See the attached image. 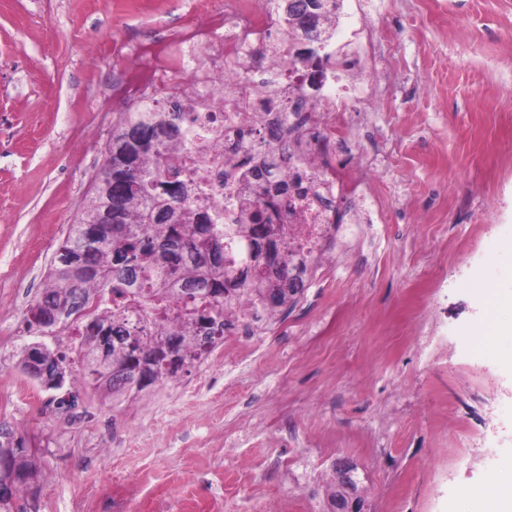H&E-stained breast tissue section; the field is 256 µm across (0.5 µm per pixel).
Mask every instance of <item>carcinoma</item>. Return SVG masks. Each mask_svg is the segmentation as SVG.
<instances>
[{
    "label": "carcinoma",
    "instance_id": "1",
    "mask_svg": "<svg viewBox=\"0 0 512 512\" xmlns=\"http://www.w3.org/2000/svg\"><path fill=\"white\" fill-rule=\"evenodd\" d=\"M288 24L299 21L306 28L318 25L328 9L327 0H283ZM186 111L170 101L157 111L152 105L130 106L120 114L106 144L104 156L112 157V178L100 181L80 209L50 266L46 285L30 306L29 327L43 331L74 330L76 359L46 348L47 357L60 364L81 365V384L91 369L86 350L101 342L112 367V392L142 391L176 375L207 357L224 341L229 323L224 303L234 302L253 311L276 310L288 305L300 289L288 287L290 270L296 280L307 272L305 264H292V253L281 246L285 227L271 223L267 210L254 208L232 230L207 224L188 208L191 189L174 179L178 170L172 159L180 151V134ZM98 229V237L83 238L86 226ZM235 238L249 242L254 256L267 243L278 252L263 263L235 267L228 256ZM180 284L183 303L173 305L166 284ZM105 299L92 313L91 323L76 313L91 295ZM76 309L65 321L54 315L62 304ZM29 443L9 422L0 421V454L18 458L22 472L0 470V483L13 490L27 484L30 472Z\"/></svg>",
    "mask_w": 512,
    "mask_h": 512
}]
</instances>
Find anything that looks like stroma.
Wrapping results in <instances>:
<instances>
[{
  "instance_id": "obj_1",
  "label": "stroma",
  "mask_w": 512,
  "mask_h": 512,
  "mask_svg": "<svg viewBox=\"0 0 512 512\" xmlns=\"http://www.w3.org/2000/svg\"><path fill=\"white\" fill-rule=\"evenodd\" d=\"M365 75L384 180L360 237L258 328L142 392L79 390L74 416L20 362L27 324L133 95L137 42L182 0H0V419L35 473L14 512H333L347 460L367 512H480L512 463V340L475 344L479 290L512 292V0H371ZM209 391L173 418L183 386Z\"/></svg>"
}]
</instances>
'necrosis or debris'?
<instances>
[{"instance_id": "4bbe7bcc", "label": "necrosis or debris", "mask_w": 512, "mask_h": 512, "mask_svg": "<svg viewBox=\"0 0 512 512\" xmlns=\"http://www.w3.org/2000/svg\"><path fill=\"white\" fill-rule=\"evenodd\" d=\"M274 4L189 0L179 43L140 42V62L124 69L123 85L141 95L161 85L192 106L179 168L196 187L192 210L213 224L239 221L238 164L278 148L289 128L299 127L277 181L259 175L252 181L260 202L287 200L282 222L290 251L307 265H322L333 258L337 195L357 197L361 179H381L385 172L364 154L341 169L332 162L336 148L348 144L341 113L370 98L332 51L316 79H306L295 55L281 50L288 25L278 21ZM280 181L288 185L287 197L275 191Z\"/></svg>"}]
</instances>
